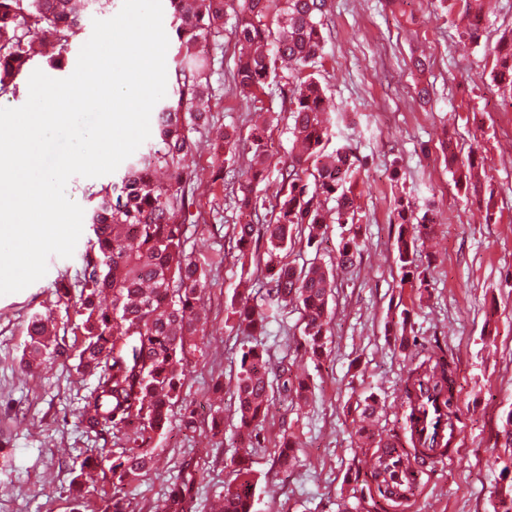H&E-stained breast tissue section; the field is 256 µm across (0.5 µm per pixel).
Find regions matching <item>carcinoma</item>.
Wrapping results in <instances>:
<instances>
[{
    "mask_svg": "<svg viewBox=\"0 0 512 512\" xmlns=\"http://www.w3.org/2000/svg\"><path fill=\"white\" fill-rule=\"evenodd\" d=\"M110 0H0V98H14L19 80L35 57L36 47L51 43L64 51L82 29L90 10L103 11ZM173 28L178 41L172 90L155 108L157 143L130 162L117 181L89 185L84 194L89 203L88 221L93 231L90 250L75 277L58 275L53 283L62 300L71 289L79 290L81 305L75 330L82 339L75 345V370L97 375V384L82 408V424L88 431L114 429L131 443L117 457L100 455L82 461L72 483L79 494L94 482L93 470L111 480L114 488L139 480L153 464L152 441L170 423L172 407L199 348L197 338L204 303L207 268L211 262L185 251L183 225L199 222L191 211L190 179L182 167L184 155L197 148L192 133L212 118L211 60L197 51L209 40L220 49L224 40V0H169ZM327 0H242L235 14L233 35L246 44L271 42L272 53L254 50L238 59L233 88L248 105L274 111L272 73L277 63L288 68L289 95L284 111L292 124V149L288 161L276 169L284 194L271 205L257 187L270 173L263 133L254 134V151L247 179L234 196L235 208L249 217L233 225L229 244L241 257H248L256 225L264 226L268 259L257 272L267 280L263 303H251L247 290L236 292L229 304L237 333L253 336L264 328L269 314L293 304L300 313V339L304 352L314 359L325 354L330 332L329 300L336 272L350 269L363 250L360 226L355 224L359 206L353 191L357 158L342 146L327 154L325 140L330 119L324 107V90L309 72L321 57ZM463 14L468 36L479 38L483 18L482 0H465ZM497 73L503 92L512 100V38L498 48ZM236 130L224 132V141L208 145L212 182L237 183L239 171L235 148ZM477 151L462 160L448 145V169L464 196L485 210L491 219L494 189L474 174ZM333 202L328 207L326 203ZM395 261L402 281L423 293L426 270L418 264V241L433 231L435 215L427 210L419 216L411 202L395 200L393 219ZM327 224H347L348 234L336 248L335 266L313 261L296 268L278 259L282 251L294 249L302 227L308 228L306 246L322 235ZM29 351L21 359L25 368L38 367L66 354L65 342L52 313L36 312L27 320ZM455 366L445 352L435 353L408 368L404 379L407 403L418 398L424 381L435 385L447 411L456 416ZM286 398H308L306 381L292 378L288 363L277 371L270 367V351L262 344L251 346L239 361L236 380L237 434L250 441L265 421L274 394ZM355 434L370 440L372 427L380 420L381 405L369 395L356 403ZM418 448L413 433L379 437V448ZM294 459V441L282 437L275 464L288 471ZM234 478L224 485L212 504V512H255L257 480L241 462L230 460ZM204 471L186 462L173 477L162 512H192L198 478ZM370 498L389 500L385 472L373 469L368 485Z\"/></svg>",
    "mask_w": 512,
    "mask_h": 512,
    "instance_id": "obj_1",
    "label": "carcinoma"
}]
</instances>
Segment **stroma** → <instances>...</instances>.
Segmentation results:
<instances>
[{"label":"stroma","instance_id":"stroma-1","mask_svg":"<svg viewBox=\"0 0 512 512\" xmlns=\"http://www.w3.org/2000/svg\"><path fill=\"white\" fill-rule=\"evenodd\" d=\"M323 58L315 71L335 121L328 149L350 147L358 159L354 192L365 248L350 271L336 278L327 353L318 360L299 349V314L289 308L262 337L275 358L314 390L305 402L275 397L262 424L259 447L243 449L236 432L233 392L238 359L250 347L237 335L226 305L240 289L241 263L226 234L237 220L231 187L202 182L195 208L206 218L184 225L186 251L212 258L204 298L207 338L192 359L181 392L199 418L222 409L224 432H187L179 411L153 442L154 464L123 496L133 512H156L185 460L204 459L209 475L193 512H211L231 458L255 471L258 512H398L395 503L358 501L356 476L370 472L373 451L351 433L350 408L364 395L381 399L379 427L396 434L402 424L403 380L410 363L437 350L457 366V439L448 466H435L409 512H493L503 473L497 446L501 417L512 410V107L491 79L495 47L512 29V0H495L479 39H470L461 0H329ZM423 47L427 67L414 65ZM214 123L236 128L239 165L253 154L250 111L232 91L238 61L233 35L212 51ZM428 87L430 103L416 90ZM459 156L478 151L494 189L492 221L454 187L442 148ZM405 196L433 209V237L419 246L428 288L417 294L401 281L394 261V202ZM83 229L74 254L50 256L46 275L22 291L0 296V512H71V468L100 450L120 453L121 433L85 432L80 413L95 385L61 358L33 370L21 357L29 343L28 316L52 311L59 326L75 318L78 294L57 299L58 273L75 272L90 248ZM406 321L414 345L394 347L385 325ZM224 390L213 394L215 377ZM292 434L298 462L288 472L274 463L282 433Z\"/></svg>","mask_w":512,"mask_h":512}]
</instances>
